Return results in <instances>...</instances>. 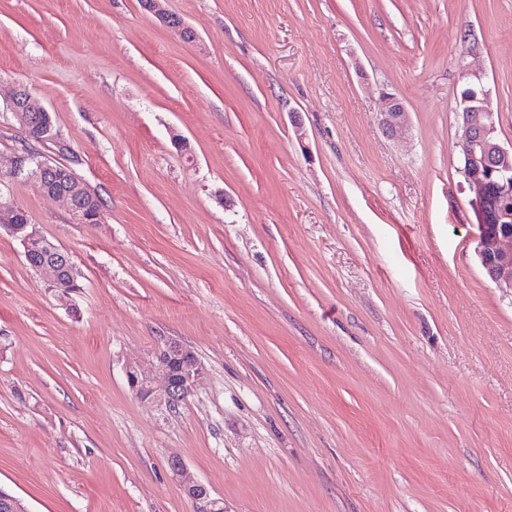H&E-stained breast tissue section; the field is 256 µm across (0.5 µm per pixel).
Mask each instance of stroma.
Here are the masks:
<instances>
[{
  "instance_id": "35a3bbf8",
  "label": "stroma",
  "mask_w": 512,
  "mask_h": 512,
  "mask_svg": "<svg viewBox=\"0 0 512 512\" xmlns=\"http://www.w3.org/2000/svg\"><path fill=\"white\" fill-rule=\"evenodd\" d=\"M0 0V161L32 152L101 199L62 305L0 230V488L28 512H512V299L476 254L462 69L512 143V0ZM26 88L55 140L7 103ZM398 94L409 132L378 125ZM185 138L180 154L173 135ZM205 368L137 399L162 338ZM142 5L145 10L154 14L160 22L168 28L177 29L180 31L183 39L188 42L196 40L197 35L194 29L186 25L182 19H178L176 15L171 14L165 8L164 3L166 0H142ZM155 359L161 385L156 384L152 375L135 367L126 370L128 385L140 400L174 411L201 382L204 376L203 367L189 349L173 338L163 340ZM173 476L178 480L184 494L191 500L200 503V512H225L224 502L214 498L209 488L192 477L180 458H172L169 462Z\"/></svg>"
}]
</instances>
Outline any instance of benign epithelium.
<instances>
[{
	"mask_svg": "<svg viewBox=\"0 0 512 512\" xmlns=\"http://www.w3.org/2000/svg\"><path fill=\"white\" fill-rule=\"evenodd\" d=\"M165 2L142 0V5L163 25L180 31L184 40L195 41L194 29L169 13ZM464 86L469 88V95L459 101L460 173L474 194L471 206L480 229L476 252L485 276L504 295L512 297V233L501 229V225L492 219L489 209L491 199L500 200L512 195V147L508 149L500 142L496 113L482 77L468 73ZM8 109L22 125L33 126L41 137L55 140L57 133L51 114L27 89L20 87L14 91ZM379 123L383 133L389 137L400 138L406 133L407 111L398 95L382 93ZM23 176L34 180L45 195L63 200L76 223H98L100 208L90 207L78 188L69 185L55 187L61 176L49 161L23 153L14 156L9 166H0L1 187ZM21 215L23 211L11 197L0 193V229L21 239L27 265L43 276L47 287L56 292L75 283L79 272L72 255L39 234L33 225L21 221ZM155 359L161 384H156L152 375L129 367L126 370L128 385L137 398L174 411L201 382L203 367L189 349L173 338L163 340ZM169 467L184 494L201 504L200 512H224V502L212 497L209 488L189 474L181 459H171Z\"/></svg>",
	"mask_w": 512,
	"mask_h": 512,
	"instance_id": "1",
	"label": "benign epithelium"
}]
</instances>
